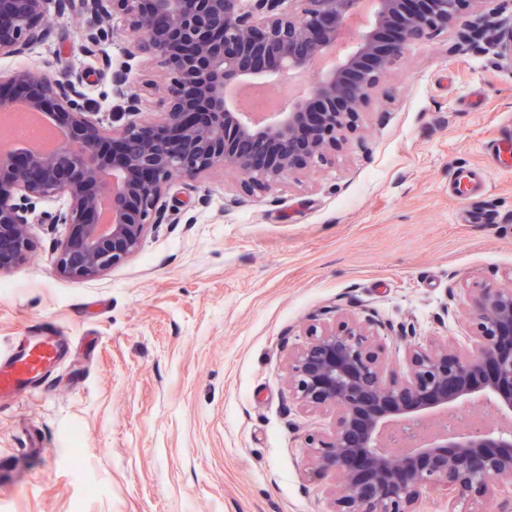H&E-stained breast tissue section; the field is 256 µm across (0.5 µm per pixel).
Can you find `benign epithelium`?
Listing matches in <instances>:
<instances>
[{
  "mask_svg": "<svg viewBox=\"0 0 512 512\" xmlns=\"http://www.w3.org/2000/svg\"><path fill=\"white\" fill-rule=\"evenodd\" d=\"M0 0V59L22 58L51 35L48 5ZM83 0L86 11L126 26V54L171 74L151 121L123 74L112 94L132 116L108 129L92 117L81 79L31 67L0 71V113L17 103L59 132L55 151L0 152V273L33 250L32 224H68L58 272L99 276L133 257L173 181L196 182L221 167L270 187L335 156L359 113L409 46L450 26L490 35L512 65V26L481 14L482 0ZM316 73L310 90L279 112H247L242 94L293 74ZM53 213L37 212L48 199ZM471 348L454 337L407 344L409 371L387 372L375 320L338 314L288 354L295 400L336 415L332 433L310 439L312 472L332 475L328 512H419L440 492L448 512L490 479L512 483V286L476 289Z\"/></svg>",
  "mask_w": 512,
  "mask_h": 512,
  "instance_id": "benign-epithelium-1",
  "label": "benign epithelium"
}]
</instances>
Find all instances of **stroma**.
<instances>
[{
    "label": "stroma",
    "instance_id": "1",
    "mask_svg": "<svg viewBox=\"0 0 512 512\" xmlns=\"http://www.w3.org/2000/svg\"><path fill=\"white\" fill-rule=\"evenodd\" d=\"M24 62L83 80L123 125L112 73L166 93L159 63L127 57L123 23L69 0ZM137 255L99 277L56 271L65 224H35L29 259L0 274V362L32 336L63 358L30 393H0V512H327L309 437L333 413L288 390V354L338 313L384 322L388 371L406 337L465 340L475 288L512 285V66L452 26L380 81L331 162L279 185L215 169L171 186Z\"/></svg>",
    "mask_w": 512,
    "mask_h": 512
}]
</instances>
